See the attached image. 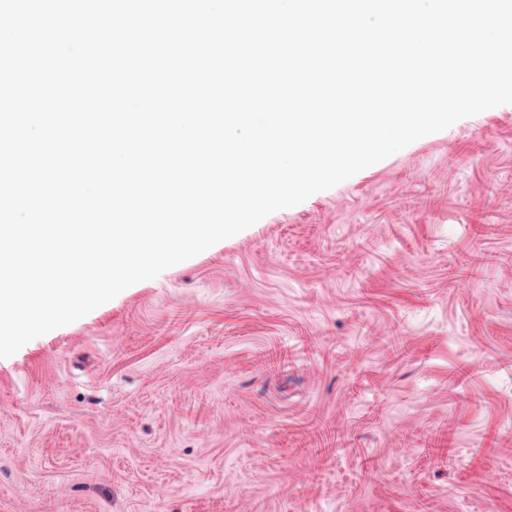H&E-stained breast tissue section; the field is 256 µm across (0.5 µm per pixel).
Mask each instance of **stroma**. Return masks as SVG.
<instances>
[{
  "mask_svg": "<svg viewBox=\"0 0 512 512\" xmlns=\"http://www.w3.org/2000/svg\"><path fill=\"white\" fill-rule=\"evenodd\" d=\"M0 512H512V104L0 359Z\"/></svg>",
  "mask_w": 512,
  "mask_h": 512,
  "instance_id": "35a3bbf8",
  "label": "stroma"
}]
</instances>
